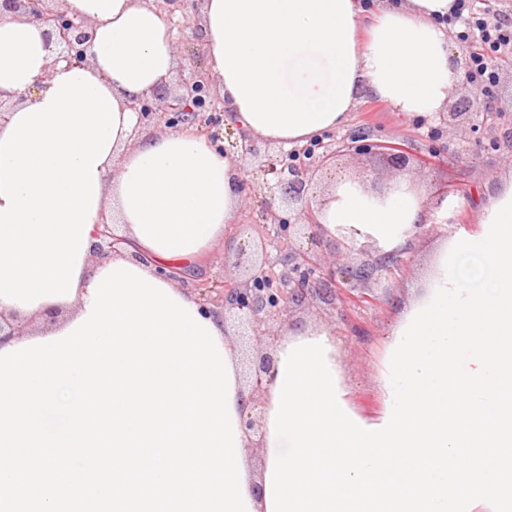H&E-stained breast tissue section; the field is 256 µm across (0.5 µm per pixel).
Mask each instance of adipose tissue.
<instances>
[{"mask_svg": "<svg viewBox=\"0 0 512 512\" xmlns=\"http://www.w3.org/2000/svg\"><path fill=\"white\" fill-rule=\"evenodd\" d=\"M454 0H404L362 18L357 0H203L200 25L224 121L288 146L346 124L363 96L400 112L444 110L463 70L445 19ZM92 27L88 60L57 58L43 25L0 16V314L60 334L87 312L94 224H120L119 258L162 279L227 243L242 205L240 165L171 129L135 136L133 98L167 84L174 35L149 0H64ZM388 252L429 223L409 178L377 194L337 178L317 204Z\"/></svg>", "mask_w": 512, "mask_h": 512, "instance_id": "obj_1", "label": "adipose tissue"}]
</instances>
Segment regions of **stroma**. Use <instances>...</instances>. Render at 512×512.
Listing matches in <instances>:
<instances>
[{"label":"stroma","instance_id":"stroma-1","mask_svg":"<svg viewBox=\"0 0 512 512\" xmlns=\"http://www.w3.org/2000/svg\"><path fill=\"white\" fill-rule=\"evenodd\" d=\"M205 67L202 51V33L199 25H192L183 34L182 49L177 55V66L168 84L177 91L192 78L195 70ZM495 110L478 116L483 130L469 133L464 127H440L438 118L405 116L387 104L372 97L362 98L350 114L348 122L334 131L323 134L329 143L364 130L370 141L377 143L405 142L413 154L428 159L429 164L418 176V184L431 195L442 187L455 189L457 215L464 229L474 228L481 202L493 194L505 174L485 134L487 128L498 126L501 120L512 121V56L502 55L499 64V83L493 87ZM364 179L367 185L388 182L394 171L385 159L376 156L346 153L336 160V169L326 172L311 184L307 196L318 200L333 184L335 173ZM438 234H425L411 253V260L399 274V281L388 298L377 305H363L346 312L339 324L337 338L344 351V371L347 383L358 406L366 412L378 409L380 398L375 389V378L382 365L388 329L403 303L421 283L431 251Z\"/></svg>","mask_w":512,"mask_h":512}]
</instances>
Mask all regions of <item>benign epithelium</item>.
Wrapping results in <instances>:
<instances>
[{
	"label": "benign epithelium",
	"mask_w": 512,
	"mask_h": 512,
	"mask_svg": "<svg viewBox=\"0 0 512 512\" xmlns=\"http://www.w3.org/2000/svg\"><path fill=\"white\" fill-rule=\"evenodd\" d=\"M48 0H0V14L9 12L29 21L48 26L49 41L59 47V55L69 61L84 62L92 39L88 22L64 10L46 6ZM211 79L198 71L174 97L151 95L132 100L131 108L138 116V127L164 122L167 128L181 127L193 133L199 128L216 124L213 115L224 111L211 95ZM493 109V97L475 93L467 101L465 111L448 113V121L470 123V131L477 133L480 125L471 122L474 116ZM226 154L242 162H259L262 182L255 184L243 178L239 189L265 195L264 224L255 235H243L224 246V269L243 270L245 279L224 280L218 288H197V302L203 311H223L224 326L233 328L239 340L260 349L248 361L243 425L253 437L252 443L261 445L263 435L264 393L270 385L274 358L272 350L280 336L267 331L270 324L290 316L294 308L304 303L323 304L334 310L345 309L364 301H378L390 296L395 272L403 263V256L411 247L377 253L371 262L353 269L340 263L343 253L356 248L355 236L336 230L329 243L333 255L329 264L320 262L310 250H303L296 236L308 233L313 244L323 240L325 232L307 198L306 187L317 176L335 165L337 154L353 151L370 154L377 151L393 164L398 175H412L407 169L409 151L401 144H383L368 141L365 132L350 137V142L325 145L320 141L303 146L272 150L259 140L225 127ZM490 148L506 163H512V127L492 137ZM97 238L94 254L116 253L126 239L111 231L107 218L94 226Z\"/></svg>",
	"instance_id": "7a95c632"
}]
</instances>
